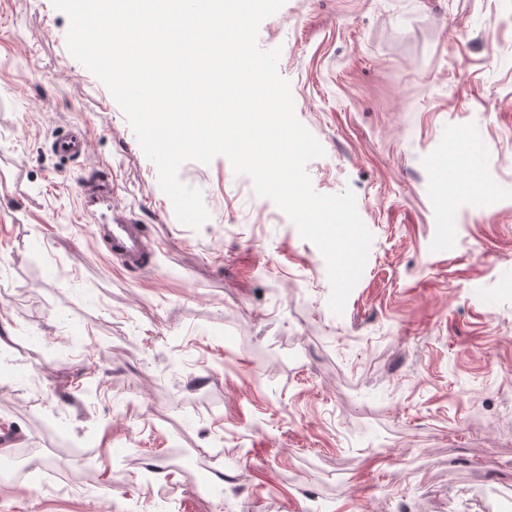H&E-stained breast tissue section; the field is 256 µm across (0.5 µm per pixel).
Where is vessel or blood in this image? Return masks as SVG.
I'll list each match as a JSON object with an SVG mask.
<instances>
[{
    "label": "vessel or blood",
    "instance_id": "vessel-or-blood-1",
    "mask_svg": "<svg viewBox=\"0 0 512 512\" xmlns=\"http://www.w3.org/2000/svg\"><path fill=\"white\" fill-rule=\"evenodd\" d=\"M86 149V133L79 128L59 133L52 142L53 152L61 158H79ZM112 192L111 179L102 178L86 182L80 190V197L84 201L81 212L86 215L91 209L99 210V229L112 255L122 258L136 268L149 267L155 247L146 241L136 225L113 218Z\"/></svg>",
    "mask_w": 512,
    "mask_h": 512
}]
</instances>
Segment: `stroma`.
I'll return each instance as SVG.
<instances>
[{
    "instance_id": "1",
    "label": "stroma",
    "mask_w": 512,
    "mask_h": 512,
    "mask_svg": "<svg viewBox=\"0 0 512 512\" xmlns=\"http://www.w3.org/2000/svg\"><path fill=\"white\" fill-rule=\"evenodd\" d=\"M51 0H0V512H497L512 504V0H286L262 49L373 235L342 315L230 161L180 224ZM73 126L83 157L50 147ZM468 131L458 139L457 129ZM112 210L151 269L80 221ZM163 477H155V469ZM112 178L87 181L80 190V197L85 201L81 208V220L89 213L96 215L91 207L100 212V223L96 226L103 231V240L111 255L122 258L127 264L136 268H147L151 264L150 256L159 248L157 242L149 244L135 224H126L124 220L112 218Z\"/></svg>"
}]
</instances>
